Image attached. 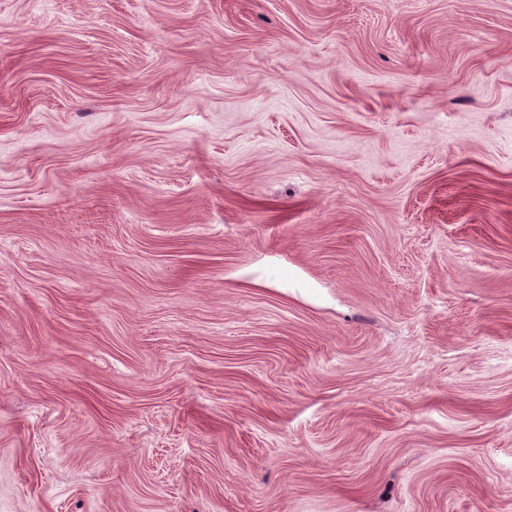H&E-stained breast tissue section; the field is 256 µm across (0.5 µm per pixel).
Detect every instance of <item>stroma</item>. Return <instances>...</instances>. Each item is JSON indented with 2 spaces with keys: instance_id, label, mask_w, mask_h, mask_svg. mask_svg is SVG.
I'll return each mask as SVG.
<instances>
[{
  "instance_id": "35a3bbf8",
  "label": "stroma",
  "mask_w": 512,
  "mask_h": 512,
  "mask_svg": "<svg viewBox=\"0 0 512 512\" xmlns=\"http://www.w3.org/2000/svg\"><path fill=\"white\" fill-rule=\"evenodd\" d=\"M0 512H512V0H0Z\"/></svg>"
}]
</instances>
